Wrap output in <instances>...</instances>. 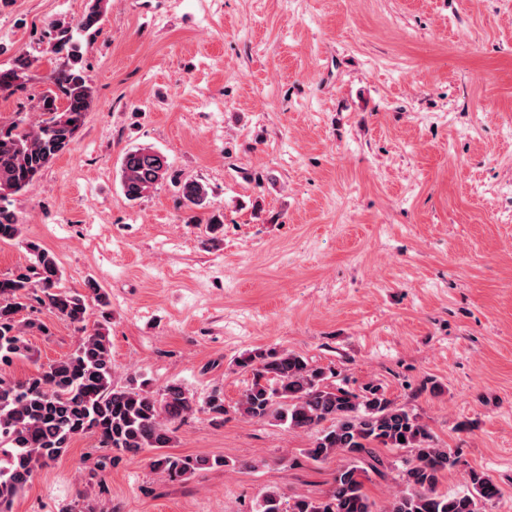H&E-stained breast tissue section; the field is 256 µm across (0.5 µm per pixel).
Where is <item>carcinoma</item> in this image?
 <instances>
[{"label":"carcinoma","instance_id":"obj_1","mask_svg":"<svg viewBox=\"0 0 512 512\" xmlns=\"http://www.w3.org/2000/svg\"><path fill=\"white\" fill-rule=\"evenodd\" d=\"M108 2L89 0L75 24L58 18L47 25L43 52L64 62L44 76L46 88L32 106L40 120L32 124L20 115L0 124V241H13L21 233L15 214L2 202L33 186L44 169L70 149L85 124L92 88L75 32H98ZM36 62L37 58L20 54L11 67L0 68V93L24 91ZM168 176V161L150 147L129 149L121 158V189L130 201L147 197ZM180 192L191 222L205 223L213 232L221 228L219 216L210 212L206 184L188 180ZM25 248L31 262L0 277V366L18 358L34 360L26 336L46 334L44 323L19 320L22 311L43 308L68 321L81 337L68 356L37 366L23 380L0 377V512H12L37 468L61 456L73 440L87 433L116 453H151V469L170 481H188L199 470L229 466L223 457L168 452L174 443L173 424L197 409L213 418L232 410L244 419L311 432L305 457L323 462L339 455L345 460L325 498L286 502L272 489L262 495L256 512H372L364 479L370 471L382 473L380 448L404 451L407 463L403 488L385 512H483L485 505L498 499L496 483L477 470L469 471L465 489L438 492L455 458L434 442L416 414L395 404L380 384L368 383L358 392L346 389L332 381V369L287 350L260 349L235 360L237 367L251 373L252 381L231 410L217 387L199 405L175 382L158 391L145 382L117 385L108 328L101 323L88 326L87 296L62 285L53 253L33 241Z\"/></svg>","mask_w":512,"mask_h":512}]
</instances>
